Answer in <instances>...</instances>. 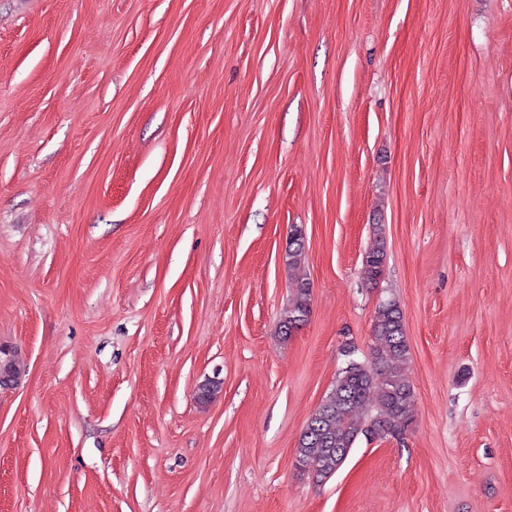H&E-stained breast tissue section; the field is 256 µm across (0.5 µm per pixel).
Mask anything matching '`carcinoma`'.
Segmentation results:
<instances>
[{"instance_id": "obj_1", "label": "carcinoma", "mask_w": 512, "mask_h": 512, "mask_svg": "<svg viewBox=\"0 0 512 512\" xmlns=\"http://www.w3.org/2000/svg\"><path fill=\"white\" fill-rule=\"evenodd\" d=\"M303 254V233L293 224L285 251L288 275H295ZM384 261V236L378 226L363 261L366 281H380ZM310 314V283L298 278L281 314V337H290V323L303 325ZM409 355L400 306L393 300L379 304L373 319L369 358L345 362L318 407V419L308 420L309 432L298 438L295 459L313 483L319 485L331 478L360 438L384 440L409 429L416 408L414 387L406 374Z\"/></svg>"}]
</instances>
